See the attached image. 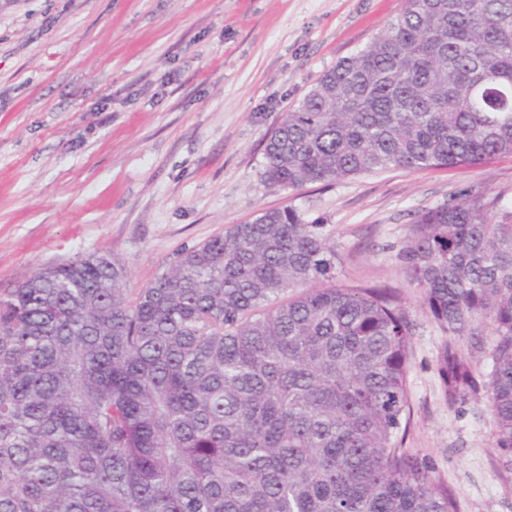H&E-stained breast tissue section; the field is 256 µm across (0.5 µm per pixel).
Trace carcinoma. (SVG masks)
Segmentation results:
<instances>
[{
  "label": "carcinoma",
  "instance_id": "obj_1",
  "mask_svg": "<svg viewBox=\"0 0 512 512\" xmlns=\"http://www.w3.org/2000/svg\"><path fill=\"white\" fill-rule=\"evenodd\" d=\"M512 154V0H405L384 32L284 113L263 177L300 189ZM452 196L398 259L448 333V403L485 386L512 453V213ZM95 252L0 293V512H456L402 447L409 320L395 290L336 282L296 210L185 248L130 296ZM482 334L483 335L481 337H483L487 345L485 346V349L481 351L472 350L468 340H461L458 342V347L462 350V352L465 354H470L471 363L474 368V375L480 386L487 380L486 375L491 369V359L488 354V341L491 339V336H489V329H485Z\"/></svg>",
  "mask_w": 512,
  "mask_h": 512
}]
</instances>
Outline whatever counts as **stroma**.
I'll use <instances>...</instances> for the list:
<instances>
[{
	"mask_svg": "<svg viewBox=\"0 0 512 512\" xmlns=\"http://www.w3.org/2000/svg\"><path fill=\"white\" fill-rule=\"evenodd\" d=\"M404 0H0V291L107 251L138 290L185 247L261 209L323 225L336 278L398 288L412 330L405 446L457 512H512V455L484 393L449 405L447 342L397 259L411 213L452 195L512 210V155L293 190L263 178L267 138Z\"/></svg>",
	"mask_w": 512,
	"mask_h": 512,
	"instance_id": "stroma-1",
	"label": "stroma"
}]
</instances>
